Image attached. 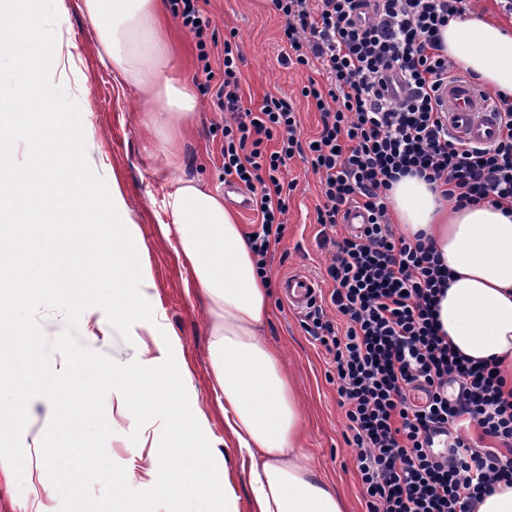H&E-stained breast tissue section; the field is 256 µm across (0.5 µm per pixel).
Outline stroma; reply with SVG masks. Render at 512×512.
Segmentation results:
<instances>
[{"label":"stroma","mask_w":512,"mask_h":512,"mask_svg":"<svg viewBox=\"0 0 512 512\" xmlns=\"http://www.w3.org/2000/svg\"><path fill=\"white\" fill-rule=\"evenodd\" d=\"M212 20L215 42L210 45L211 78H204L194 36L179 17H172V40L176 53L169 64L171 75L192 81L196 91L193 133L183 145L182 176L199 180L210 190L224 188V120L226 115L214 102V92L224 81L225 36H234L242 56L239 94L243 106L258 109L269 95L290 99L300 120L303 136H316L318 112L308 105L300 90L313 71L281 62L282 19L271 0H199ZM67 14L59 21L64 47L72 57L66 79L58 88L75 101L81 111L93 169L104 181H118L130 219L138 225L136 248L142 254L152 285L143 289L150 302L160 334L147 337L149 346L170 341L179 370L188 377L185 387L191 410L206 435L217 464L226 465L232 480L238 512H250V490L242 474L235 442L224 434L221 398L213 389L208 353L209 317L199 300L184 288L187 270L162 235L167 223L165 194L171 176L156 139L144 132V103L134 86L117 87L110 70L101 62L95 35L80 0H65ZM288 178L297 183L288 200L286 229L272 245L267 272L272 282L270 315L263 334L283 354L296 387L303 416L299 448L309 455L317 474L337 485L349 512H366L354 465V450L345 442V420L338 405L334 372L322 346L303 328L302 317L289 309L278 282L293 271L316 274L324 270L329 254L316 239L320 229L316 208L321 202L318 174L300 158L288 163ZM86 348L105 354L118 363L136 360L138 343L128 342L117 330L108 333L80 332ZM106 419L113 434L106 442L109 457L126 471L129 485L150 488L141 466L157 458L162 426L153 420L136 427L132 415L118 412L114 395L105 401ZM50 421L44 411L30 414L21 442L26 455L22 479L0 478V512H59L61 499L49 480L41 460L40 442ZM138 442H131V432Z\"/></svg>","instance_id":"35a3bbf8"}]
</instances>
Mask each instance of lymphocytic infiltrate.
<instances>
[{
    "mask_svg": "<svg viewBox=\"0 0 512 512\" xmlns=\"http://www.w3.org/2000/svg\"><path fill=\"white\" fill-rule=\"evenodd\" d=\"M462 0H272L284 20L285 65L315 68L301 95L321 116L316 139L301 140L292 105L266 96L259 109L237 93L239 50L224 44L216 93L224 124V178L251 195L259 269L285 231L289 161L320 176L319 244L334 288L304 315L336 372L347 444L367 512H472L498 482L512 483V393L495 365L469 359L440 336L436 307L448 272L436 248L396 235L393 183L416 176L441 185L457 206L487 202L512 213V98L490 95L501 116L487 145L454 137L438 108L458 75L440 30ZM198 40L203 75L212 20L198 0H171ZM277 149H268L269 141ZM359 230L345 229L351 211ZM344 327H337L336 317Z\"/></svg>",
    "mask_w": 512,
    "mask_h": 512,
    "instance_id": "obj_1",
    "label": "lymphocytic infiltrate"
}]
</instances>
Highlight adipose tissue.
<instances>
[{
  "mask_svg": "<svg viewBox=\"0 0 512 512\" xmlns=\"http://www.w3.org/2000/svg\"><path fill=\"white\" fill-rule=\"evenodd\" d=\"M102 64L117 85L141 92L145 128L162 143L168 168L194 115L191 84L168 77L173 52L165 0H82ZM445 53L485 88L512 96V29L472 8L441 30ZM390 205L401 234L431 238L450 272L439 303L441 336L462 355L495 362L512 387V215L491 204L455 206L422 178L395 183ZM174 250L210 320L214 386L224 397V429L235 440L252 492L251 512H345L330 482L296 446L299 406L280 350L261 330L270 290L235 212L198 181L173 178L165 198Z\"/></svg>",
  "mask_w": 512,
  "mask_h": 512,
  "instance_id": "adipose-tissue-1",
  "label": "adipose tissue"
}]
</instances>
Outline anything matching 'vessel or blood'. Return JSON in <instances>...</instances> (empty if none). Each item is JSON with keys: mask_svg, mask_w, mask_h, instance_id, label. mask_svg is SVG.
Returning <instances> with one entry per match:
<instances>
[{"mask_svg": "<svg viewBox=\"0 0 512 512\" xmlns=\"http://www.w3.org/2000/svg\"><path fill=\"white\" fill-rule=\"evenodd\" d=\"M441 109L448 118L450 132L459 139L487 144L499 131V119L490 105L466 78H458L443 85L439 92ZM284 296L290 309L302 312L317 298L318 288L314 278L296 271L282 280Z\"/></svg>", "mask_w": 512, "mask_h": 512, "instance_id": "obj_1", "label": "vessel or blood"}]
</instances>
